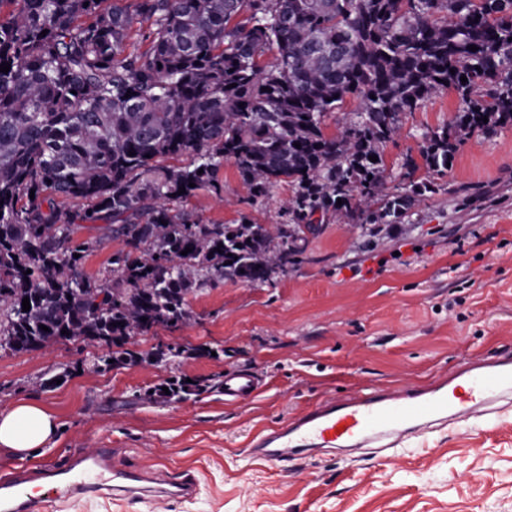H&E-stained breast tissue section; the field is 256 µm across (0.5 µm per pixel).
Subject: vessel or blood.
I'll list each match as a JSON object with an SVG mask.
<instances>
[{
  "label": "vessel or blood",
  "mask_w": 512,
  "mask_h": 512,
  "mask_svg": "<svg viewBox=\"0 0 512 512\" xmlns=\"http://www.w3.org/2000/svg\"><path fill=\"white\" fill-rule=\"evenodd\" d=\"M257 377L233 372L224 378V395L234 400L254 398ZM512 395V359L463 364L451 377L429 386L385 388L349 399H328L296 414L283 424L253 438L248 453L255 459L285 462L310 456L322 448L362 447L405 435L424 433L448 420L467 422L493 411L496 402ZM111 449L76 453L70 466H20L0 478V512H42L46 496L60 499L95 497L113 492L148 498L192 495L194 474L176 481L155 476L149 469L111 466ZM40 484L44 495L29 493Z\"/></svg>",
  "instance_id": "vessel-or-blood-1"
}]
</instances>
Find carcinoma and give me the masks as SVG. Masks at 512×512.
Returning a JSON list of instances; mask_svg holds the SVG:
<instances>
[{
  "label": "carcinoma",
  "mask_w": 512,
  "mask_h": 512,
  "mask_svg": "<svg viewBox=\"0 0 512 512\" xmlns=\"http://www.w3.org/2000/svg\"><path fill=\"white\" fill-rule=\"evenodd\" d=\"M104 2L0 0V349L82 337L114 347L98 367L136 361L127 341L185 320L193 291L299 262L315 215L403 223L434 189L387 192L384 150L434 93L463 109L422 134L433 172L463 139L512 127V0ZM144 22L148 48L129 49ZM348 97L360 108L327 134ZM226 159L252 201L292 188L283 223L186 213L198 191L220 195ZM97 221L128 246L98 284L81 268L101 241L73 239Z\"/></svg>",
  "instance_id": "obj_1"
}]
</instances>
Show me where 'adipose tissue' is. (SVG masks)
<instances>
[{"label":"adipose tissue","instance_id":"obj_1","mask_svg":"<svg viewBox=\"0 0 512 512\" xmlns=\"http://www.w3.org/2000/svg\"><path fill=\"white\" fill-rule=\"evenodd\" d=\"M57 429V417L47 407L34 401H18L0 412V450L28 458L47 448Z\"/></svg>","mask_w":512,"mask_h":512}]
</instances>
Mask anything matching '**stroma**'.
Listing matches in <instances>:
<instances>
[{
	"label": "stroma",
	"mask_w": 512,
	"mask_h": 512,
	"mask_svg": "<svg viewBox=\"0 0 512 512\" xmlns=\"http://www.w3.org/2000/svg\"><path fill=\"white\" fill-rule=\"evenodd\" d=\"M460 109L444 90L402 116L385 149L389 188L404 186L403 162L419 157L423 132ZM413 178L436 191L404 223L333 222L309 237L301 262L269 281L227 279L189 294L187 320L130 340L141 360L93 368L105 347L83 338L0 350V411L34 400L58 417L42 461L105 445L123 467L197 477L188 499L50 498L43 512H512V404L379 454L331 451L272 464L245 453L258 431L325 398L427 383L470 357L512 356V128L466 139L447 174L422 166ZM219 181L221 194L188 200L196 221L234 224L246 214L280 223L288 184L250 201L230 159ZM75 236L103 241L83 262L94 281L125 247L101 222ZM161 344L184 354L150 359ZM241 370L261 379L260 394L225 399V375ZM174 376L200 392L159 397Z\"/></svg>",
	"instance_id": "obj_1"
}]
</instances>
